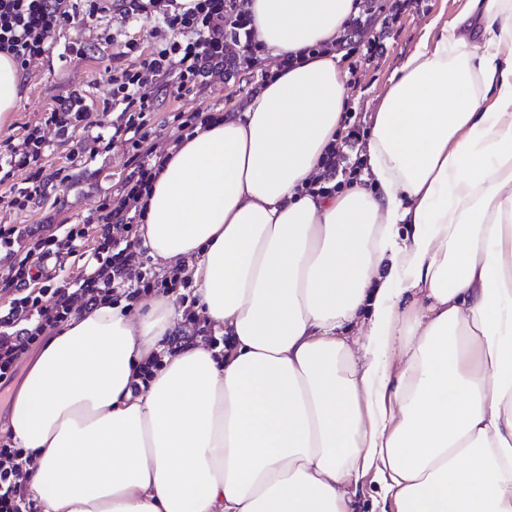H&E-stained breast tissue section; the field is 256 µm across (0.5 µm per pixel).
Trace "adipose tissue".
I'll use <instances>...</instances> for the list:
<instances>
[{"label":"adipose tissue","instance_id":"1","mask_svg":"<svg viewBox=\"0 0 512 512\" xmlns=\"http://www.w3.org/2000/svg\"><path fill=\"white\" fill-rule=\"evenodd\" d=\"M361 10L249 0L255 41L296 61L166 149L139 228L229 344L165 351L160 292L57 327L10 406L41 512H355L370 471L395 512H512V0L427 23L362 179L313 195Z\"/></svg>","mask_w":512,"mask_h":512}]
</instances>
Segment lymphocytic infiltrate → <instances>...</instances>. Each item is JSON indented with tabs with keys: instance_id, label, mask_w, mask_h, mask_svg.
I'll use <instances>...</instances> for the list:
<instances>
[{
	"instance_id": "f902f5d3",
	"label": "lymphocytic infiltrate",
	"mask_w": 512,
	"mask_h": 512,
	"mask_svg": "<svg viewBox=\"0 0 512 512\" xmlns=\"http://www.w3.org/2000/svg\"><path fill=\"white\" fill-rule=\"evenodd\" d=\"M67 2L0 0V52L12 55L23 67L45 56L52 35L76 18ZM85 2L92 14L114 10L121 22L152 24L154 44L147 52L136 40L117 33L109 37L114 48L111 104L121 113L111 137L92 138L100 147L109 139L127 145L132 169L112 194L93 206L88 222L99 244L72 280H57L55 269L74 253L83 230L72 227L56 239L28 227L0 226V255L12 271L10 278L0 281V387L12 380L21 356L73 311L93 309L115 296L132 299L158 286L170 291L181 284L179 273L160 277L145 267L130 240L134 226L144 221L140 199L151 188L158 165L149 147L158 107L153 91L168 84L179 92L200 90L212 78L260 65L261 47L254 41L250 19L229 0H195L187 9L178 0ZM175 62L180 65L176 71L171 68ZM92 112L85 96L72 92L49 107L43 123L26 127L0 152V185L13 180L18 171L27 174L26 187L10 197V205L24 208L51 181H66L63 170L51 172L42 163L50 149L45 130L53 128L59 143H67L74 129L94 127ZM360 139L354 129L340 145L328 149L321 162L328 183L340 175L356 178L360 165L351 155ZM328 183L319 187V195L329 194ZM134 263L140 270L132 278L128 270ZM22 456V449L0 447V512H34L23 491Z\"/></svg>"
}]
</instances>
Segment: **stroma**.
I'll list each match as a JSON object with an SVG mask.
<instances>
[{"mask_svg":"<svg viewBox=\"0 0 512 512\" xmlns=\"http://www.w3.org/2000/svg\"><path fill=\"white\" fill-rule=\"evenodd\" d=\"M465 3L466 0H420L416 8L401 16L375 59L360 68L359 83L347 85L348 105L361 131H370L372 112L388 89L394 72L418 46L426 23L436 17L453 19ZM77 11L75 23L54 35L49 57L24 69L21 98L10 119L0 124V150L5 149L8 140L18 138L24 126L40 122L55 101L73 90L83 91L99 106L110 102L108 71L112 57L104 45L113 29L124 28L144 50H151L153 46L149 22L123 25L108 13L87 14L84 0H79ZM74 43L85 47L84 58L78 59L69 53L68 48ZM262 83L260 71L248 70L228 83L214 81L196 94L179 96L170 90L160 92L161 105L153 119L156 150L164 151L174 139L172 128L164 123L167 113L180 109L210 114L228 106L240 109ZM89 137V132L80 130L69 143L52 145L44 159L46 168L51 171L65 168L71 175L70 180L50 185L26 208H0V225L32 224L40 227L42 236L49 237L59 235L61 225L84 223L95 201L112 193L123 180L129 159L126 147L118 142L109 151L90 155L86 145Z\"/></svg>","mask_w":512,"mask_h":512,"instance_id":"obj_1","label":"stroma"}]
</instances>
